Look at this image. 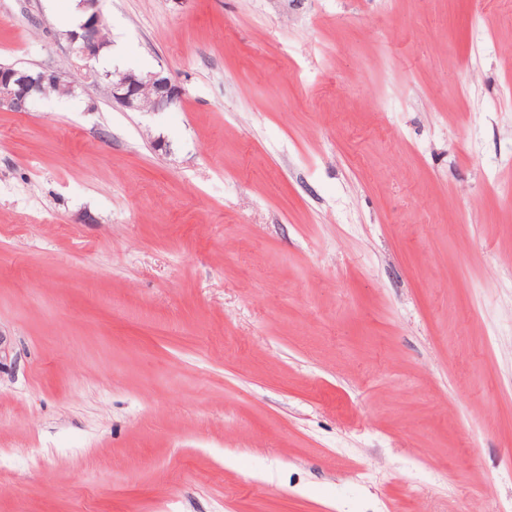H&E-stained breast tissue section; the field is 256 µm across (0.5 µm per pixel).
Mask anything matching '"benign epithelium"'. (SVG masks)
Segmentation results:
<instances>
[{"label": "benign epithelium", "instance_id": "1", "mask_svg": "<svg viewBox=\"0 0 512 512\" xmlns=\"http://www.w3.org/2000/svg\"><path fill=\"white\" fill-rule=\"evenodd\" d=\"M87 18L83 24L82 36L67 35L69 58L73 63L72 74L82 82L101 83L107 81V88L113 101L130 109L142 112V96L150 92L151 105L147 110L160 112L172 105L181 95L179 86L160 73L138 74L128 71L116 78H102L91 66V61L103 48L99 38L101 16L99 0H83ZM57 70L33 69L12 65L0 66V106L13 112H27L41 98L44 82L51 78H62Z\"/></svg>", "mask_w": 512, "mask_h": 512}]
</instances>
